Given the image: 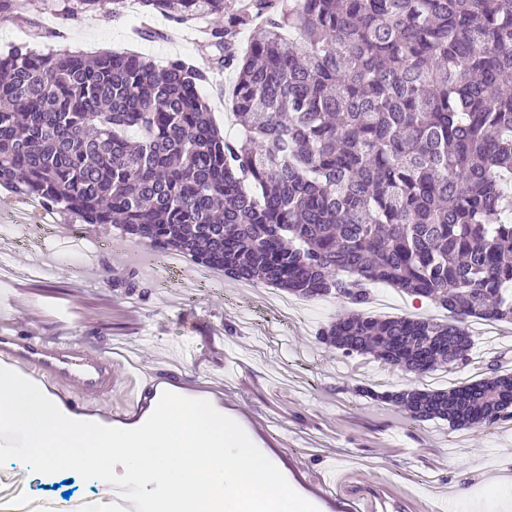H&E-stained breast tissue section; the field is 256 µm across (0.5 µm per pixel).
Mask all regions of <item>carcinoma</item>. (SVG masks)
Here are the masks:
<instances>
[{
    "label": "carcinoma",
    "instance_id": "obj_1",
    "mask_svg": "<svg viewBox=\"0 0 512 512\" xmlns=\"http://www.w3.org/2000/svg\"><path fill=\"white\" fill-rule=\"evenodd\" d=\"M68 17L124 0H42ZM203 16L208 66L107 50L0 57V186L245 281L347 308L321 332L413 375L469 361L467 321L512 323V0H139ZM29 0H0V20ZM250 32L239 52L234 38ZM234 72L243 125L200 95ZM138 132L132 143L130 131ZM385 283L451 320L377 318ZM455 429L512 419V373L374 393ZM233 73L226 71H213L209 84H204L202 94L207 99L209 105L214 112L213 116L216 123L224 134L235 136L239 134L238 126L235 118L225 108L224 104V88H227L233 80Z\"/></svg>",
    "mask_w": 512,
    "mask_h": 512
}]
</instances>
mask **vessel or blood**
Listing matches in <instances>:
<instances>
[{
	"instance_id": "1",
	"label": "vessel or blood",
	"mask_w": 512,
	"mask_h": 512,
	"mask_svg": "<svg viewBox=\"0 0 512 512\" xmlns=\"http://www.w3.org/2000/svg\"><path fill=\"white\" fill-rule=\"evenodd\" d=\"M0 363L45 382L69 405L75 395L101 398L116 389V361L110 355L24 333L12 325L0 326ZM339 486L360 512H417L419 508L416 500L395 495L392 484L383 477L366 481L347 473L340 477Z\"/></svg>"
}]
</instances>
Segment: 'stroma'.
Segmentation results:
<instances>
[{
    "label": "stroma",
    "mask_w": 512,
    "mask_h": 512,
    "mask_svg": "<svg viewBox=\"0 0 512 512\" xmlns=\"http://www.w3.org/2000/svg\"><path fill=\"white\" fill-rule=\"evenodd\" d=\"M36 17L42 35L34 39L23 21H0V54L26 39L43 52L123 49L160 66L176 57L205 66L211 58L192 25L159 13L153 26L162 38L138 37L140 17L132 5L110 19L95 12L65 19L44 10ZM232 80L231 71L212 72L202 93L220 129L234 136L239 129L224 104ZM53 221L54 233L33 247L19 246L18 233L0 231V253L14 269L0 288V324L106 353L123 350L116 363L120 388L93 400L97 414L115 423L142 416L125 402L123 386L133 375L190 395L219 393L225 409L241 415L243 428L282 463L295 491L313 499L318 512H356L339 489L313 483V474L328 465L366 480L386 474L398 493L420 499L426 512H512V420L456 430L439 420H411L378 398L409 386L449 388L477 380L494 356L512 371V324H496L488 335L481 322H472L468 364L418 377L370 357L343 356L321 342V329L340 309L334 300L294 298L296 318L287 322L276 310L282 290L220 271L201 286L189 260L184 275L163 288L152 267L164 263L167 252L141 245L151 262L134 266L122 252L104 249L85 264L71 253L70 236L101 238L108 228L67 212ZM39 266L47 267V276L28 278L27 270ZM368 311L382 318L448 316L382 283L373 285ZM113 491L73 471L43 475L16 460L0 468V512L19 499L29 512H111Z\"/></svg>",
    "instance_id": "1"
}]
</instances>
